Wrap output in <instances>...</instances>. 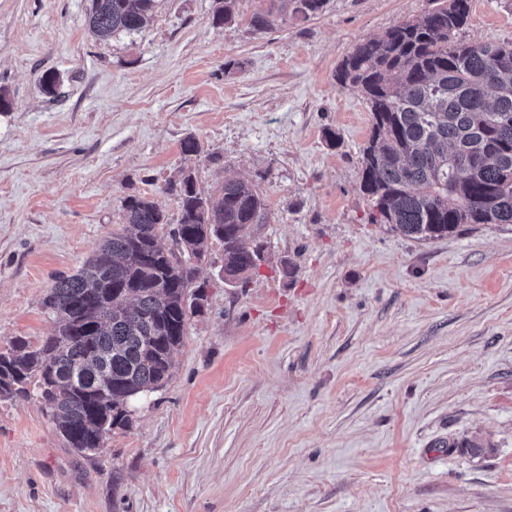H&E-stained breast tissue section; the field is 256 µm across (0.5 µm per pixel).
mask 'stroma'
Here are the masks:
<instances>
[{"label":"stroma","instance_id":"obj_1","mask_svg":"<svg viewBox=\"0 0 512 512\" xmlns=\"http://www.w3.org/2000/svg\"><path fill=\"white\" fill-rule=\"evenodd\" d=\"M470 3L463 41L512 44V0ZM258 5L215 28L214 0H156L102 41L89 0H0V349L52 334L46 291L126 197L176 218L183 166L205 192L252 181L269 213L245 287L212 245L171 379L104 454L67 448L35 398L0 400V512H512V224L419 242L373 223L371 114L335 79L436 0H326L263 32Z\"/></svg>","mask_w":512,"mask_h":512}]
</instances>
